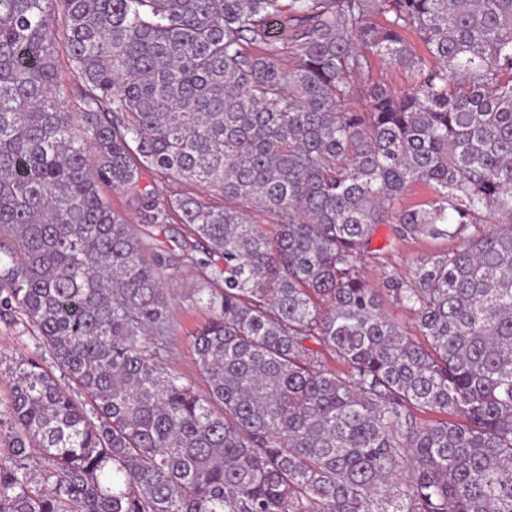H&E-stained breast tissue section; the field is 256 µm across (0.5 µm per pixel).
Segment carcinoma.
I'll use <instances>...</instances> for the list:
<instances>
[{
	"label": "carcinoma",
	"mask_w": 512,
	"mask_h": 512,
	"mask_svg": "<svg viewBox=\"0 0 512 512\" xmlns=\"http://www.w3.org/2000/svg\"><path fill=\"white\" fill-rule=\"evenodd\" d=\"M105 188L205 248L203 394ZM380 224L461 244L371 288ZM0 320L93 402L16 362L0 512H512V0H0ZM373 74L383 80L396 94L401 95L410 88L409 73L402 68L391 66L375 57L370 58Z\"/></svg>",
	"instance_id": "carcinoma-1"
}]
</instances>
